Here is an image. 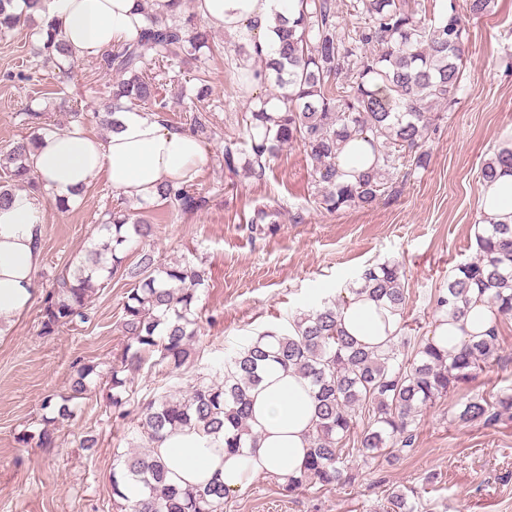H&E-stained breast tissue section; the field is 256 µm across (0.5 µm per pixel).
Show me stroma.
Returning a JSON list of instances; mask_svg holds the SVG:
<instances>
[{"label":"stroma","instance_id":"35a3bbf8","mask_svg":"<svg viewBox=\"0 0 512 512\" xmlns=\"http://www.w3.org/2000/svg\"><path fill=\"white\" fill-rule=\"evenodd\" d=\"M458 102L426 144L425 167L399 168L388 196L365 208L329 213L317 209L312 166L298 146L272 157L262 176L244 163H224V145L241 142L238 120L272 86L240 90L235 39L215 32L203 58L208 95L201 107L211 134L201 144L207 161L190 187L206 196L201 210L183 211L154 200L133 202L97 179L80 200L60 211L44 209L42 262L34 301L0 336V512H118L110 475L114 451L136 439V426L113 419L108 385L96 387L75 417L57 426L55 445L24 444L47 418L46 397L67 393L81 364L109 372L127 340L119 330L122 303L132 283L113 276L92 298L88 322L52 335L41 332L40 309L52 278L102 238L108 213L125 211L152 224L153 234L133 244L125 264L151 253L161 263L190 262L203 276L196 315L199 337L186 364L170 375L150 354L131 386L137 396L188 389L197 377L214 376L234 351L259 333L283 327L297 310L341 299L366 265L400 264L410 299L404 335L430 336L434 299L459 263L476 253L482 163L512 138V0H496L490 15L468 22ZM169 102L167 125L181 128L194 101V65L148 63ZM113 75L97 57L69 72L44 64L29 28L0 37V150L28 137L26 112H46L57 130L82 113V125L102 137L96 118L108 99ZM512 388V320L483 371L416 420L411 451L387 464H359V477L342 488L309 486L282 491L273 478L256 479L224 500V512H385L387 496L414 491L416 512H512V419L494 425L462 424L454 414L474 395L495 400ZM98 439L95 451L80 446Z\"/></svg>","mask_w":512,"mask_h":512}]
</instances>
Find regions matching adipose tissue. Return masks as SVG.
<instances>
[{"label": "adipose tissue", "instance_id": "adipose-tissue-1", "mask_svg": "<svg viewBox=\"0 0 512 512\" xmlns=\"http://www.w3.org/2000/svg\"><path fill=\"white\" fill-rule=\"evenodd\" d=\"M139 0H42L36 16L52 22L75 59L101 55L134 39L144 17ZM210 27L245 43L249 52L275 55L277 17L293 15L292 0H192ZM115 129L99 138L81 126L44 137L33 157L41 195L14 194L0 207V332L31 306L34 279L42 256L41 198L73 201L82 188L105 178L114 190L137 201L155 200L160 186L190 183L205 163L197 138L168 126L161 115L136 108L115 113ZM491 312L484 300L472 299L458 321L438 318V344L452 348L487 327ZM400 317L390 306L366 296L347 294L339 323L368 346H383L395 335ZM313 402L307 382L292 370L274 366L252 393L255 446L229 455L220 440L193 432H175L157 453L173 482L182 487L220 480L229 493L243 491L260 477L286 480L305 462L312 430Z\"/></svg>", "mask_w": 512, "mask_h": 512}]
</instances>
